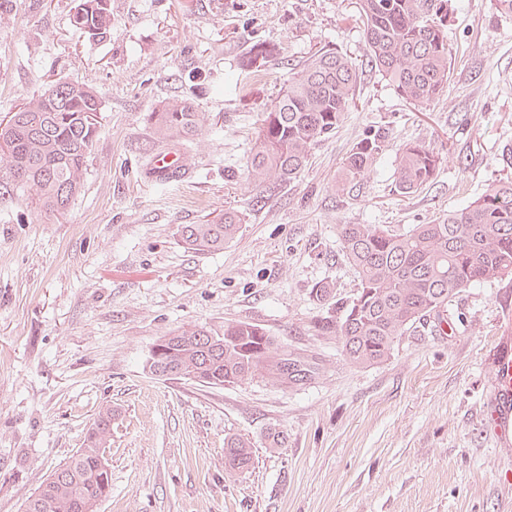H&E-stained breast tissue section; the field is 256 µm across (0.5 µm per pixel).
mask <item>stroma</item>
<instances>
[{
	"mask_svg": "<svg viewBox=\"0 0 512 512\" xmlns=\"http://www.w3.org/2000/svg\"><path fill=\"white\" fill-rule=\"evenodd\" d=\"M74 6L16 0L0 20V117L59 78L103 103L83 188L63 217L0 202V512H24L107 405L112 495L98 512H512L501 479L512 445L490 418L512 279L463 290L445 325L409 330L379 364L351 365L336 337L314 329L357 293L338 225L426 224L512 177L496 160L512 142V19L494 0H454L438 99L409 104L364 66L354 106L306 170L257 189L249 149L292 69L328 48L363 63L357 0H112V35L101 40L72 26ZM257 43L274 57L253 60ZM185 97L204 132L172 146L188 158L181 179L154 181L147 117ZM379 127L389 137L371 173L339 187L345 158ZM410 140L443 164L405 198L395 169ZM227 209L241 217L234 241L184 246L180 225ZM323 284L335 301L316 297ZM235 321L264 327L316 374L206 387L148 372L170 330ZM274 431L281 447L269 444ZM230 435L250 441L248 469L226 465Z\"/></svg>",
	"mask_w": 512,
	"mask_h": 512,
	"instance_id": "obj_1",
	"label": "stroma"
}]
</instances>
